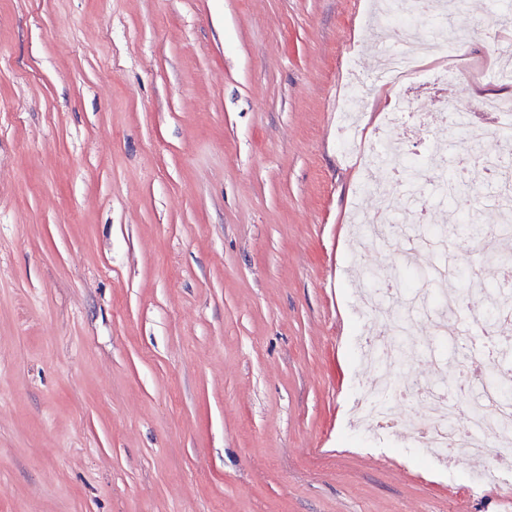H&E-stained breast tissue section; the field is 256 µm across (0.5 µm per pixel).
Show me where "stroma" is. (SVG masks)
Instances as JSON below:
<instances>
[{
	"label": "stroma",
	"instance_id": "stroma-1",
	"mask_svg": "<svg viewBox=\"0 0 512 512\" xmlns=\"http://www.w3.org/2000/svg\"><path fill=\"white\" fill-rule=\"evenodd\" d=\"M376 0H0V512H512L479 486L489 460L420 465L395 431L350 419L378 379L359 355L363 274L397 269L399 244L357 250L355 207L376 213L363 166L375 97L348 140L350 71L372 74ZM448 36L465 81L426 82L392 140L429 176L467 156L455 206L499 223L472 135L438 115L478 113L512 82L490 0H465ZM425 222L497 281L494 244ZM411 328L410 380L459 375Z\"/></svg>",
	"mask_w": 512,
	"mask_h": 512
}]
</instances>
